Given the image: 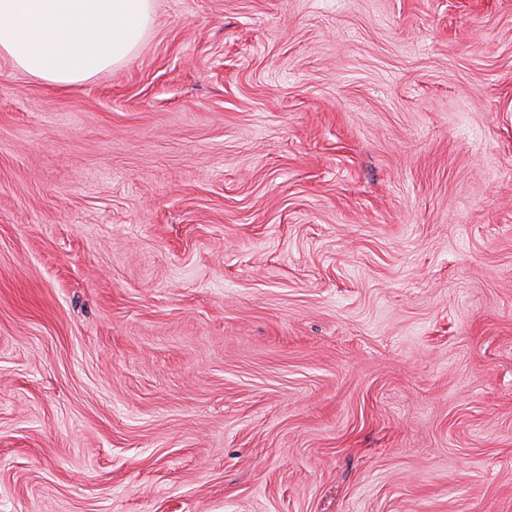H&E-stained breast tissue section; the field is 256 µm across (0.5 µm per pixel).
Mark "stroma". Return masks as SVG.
Instances as JSON below:
<instances>
[{
	"instance_id": "stroma-1",
	"label": "stroma",
	"mask_w": 512,
	"mask_h": 512,
	"mask_svg": "<svg viewBox=\"0 0 512 512\" xmlns=\"http://www.w3.org/2000/svg\"><path fill=\"white\" fill-rule=\"evenodd\" d=\"M0 55V512H512V0H150ZM149 22V0H0V53L73 86L128 57Z\"/></svg>"
}]
</instances>
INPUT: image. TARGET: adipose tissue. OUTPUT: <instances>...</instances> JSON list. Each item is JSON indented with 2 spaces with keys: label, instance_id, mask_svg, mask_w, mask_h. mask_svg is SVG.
Returning a JSON list of instances; mask_svg holds the SVG:
<instances>
[{
  "label": "adipose tissue",
  "instance_id": "1",
  "mask_svg": "<svg viewBox=\"0 0 512 512\" xmlns=\"http://www.w3.org/2000/svg\"><path fill=\"white\" fill-rule=\"evenodd\" d=\"M149 22V0H0V53L73 86L128 57Z\"/></svg>",
  "mask_w": 512,
  "mask_h": 512
}]
</instances>
